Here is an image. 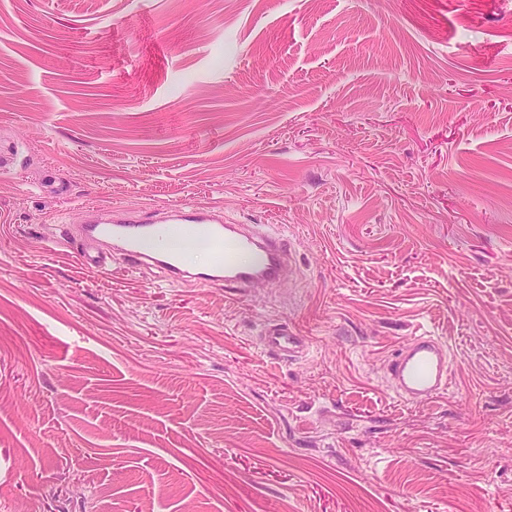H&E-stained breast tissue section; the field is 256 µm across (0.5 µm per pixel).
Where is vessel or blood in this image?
Returning <instances> with one entry per match:
<instances>
[{
    "label": "vessel or blood",
    "mask_w": 512,
    "mask_h": 512,
    "mask_svg": "<svg viewBox=\"0 0 512 512\" xmlns=\"http://www.w3.org/2000/svg\"><path fill=\"white\" fill-rule=\"evenodd\" d=\"M58 245L72 250L82 266L99 273L121 254L132 268L157 270L176 282H196L244 292L257 284L279 286L296 273L294 252L281 226L231 224L221 210L185 203L167 211L101 210L97 219L67 225ZM208 256L206 267L193 260ZM260 346L273 354H303L306 339L284 324L269 325ZM393 389L408 400L428 401L449 385L447 352L433 337L418 336L405 344L388 365Z\"/></svg>",
    "instance_id": "vessel-or-blood-1"
}]
</instances>
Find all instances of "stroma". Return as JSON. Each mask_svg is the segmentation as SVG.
Listing matches in <instances>:
<instances>
[{
	"mask_svg": "<svg viewBox=\"0 0 512 512\" xmlns=\"http://www.w3.org/2000/svg\"><path fill=\"white\" fill-rule=\"evenodd\" d=\"M183 203L299 277L46 243ZM0 512H512V0H0ZM258 339L264 350L287 357L303 354L307 347L305 336H300L287 324L266 326ZM396 394L407 400L428 401L449 385L447 352L432 336H416L388 364Z\"/></svg>",
	"mask_w": 512,
	"mask_h": 512,
	"instance_id": "stroma-1",
	"label": "stroma"
}]
</instances>
